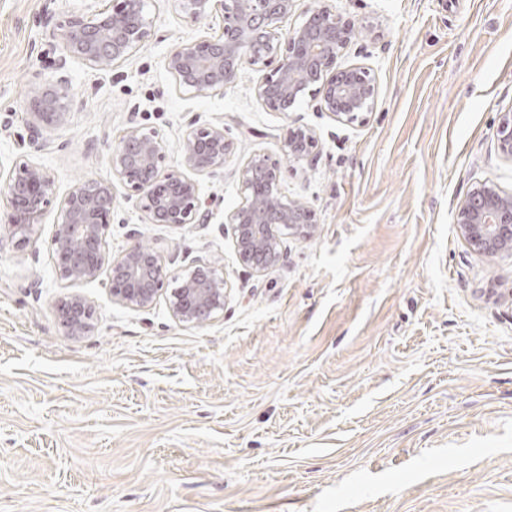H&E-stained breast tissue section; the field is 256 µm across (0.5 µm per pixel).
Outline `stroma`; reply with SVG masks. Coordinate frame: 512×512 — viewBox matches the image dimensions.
Instances as JSON below:
<instances>
[{
	"label": "stroma",
	"instance_id": "35a3bbf8",
	"mask_svg": "<svg viewBox=\"0 0 512 512\" xmlns=\"http://www.w3.org/2000/svg\"><path fill=\"white\" fill-rule=\"evenodd\" d=\"M328 5L358 30L342 66L376 78L362 123L309 97L267 109L247 64L224 92L175 91L166 56L223 22L174 0H147L154 36L111 69L66 61L75 104L33 155L59 193L111 180L130 127L159 132L173 161L190 120L223 124L235 151L201 180L211 222L145 223L120 188L108 254L138 240L177 270L220 259L228 296L193 327L165 302L132 310L106 282L81 284L95 327L68 335L56 212L19 247L0 194V512H512V257H478L454 224L476 183L512 193L495 138L512 110V0ZM83 8L0 0L1 170L29 136L32 87L65 54L53 30ZM295 124L317 147L281 188L317 229L258 277L219 226L242 164L282 160Z\"/></svg>",
	"mask_w": 512,
	"mask_h": 512
}]
</instances>
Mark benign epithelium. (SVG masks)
<instances>
[{
	"label": "benign epithelium",
	"mask_w": 512,
	"mask_h": 512,
	"mask_svg": "<svg viewBox=\"0 0 512 512\" xmlns=\"http://www.w3.org/2000/svg\"><path fill=\"white\" fill-rule=\"evenodd\" d=\"M106 9L91 4L60 24L58 36L66 57L60 74L32 88L28 103L29 148L37 151L42 126L61 123L76 93L66 73L67 58L91 70H107L139 50L153 35L145 0H110ZM184 17L201 21L221 15L216 36L181 43L165 59L178 92L203 96L235 84L243 64L263 72L256 96L274 112H288L305 96L320 109L352 123L369 112L377 86L363 66L340 67L344 51L357 36L355 23L323 5L306 13L300 26L282 31L294 0H177ZM500 154L512 160V112L500 118ZM316 142L308 127L288 132L283 144L285 164L259 153L239 169V204L224 216L222 230L231 236L239 261L263 276L283 257L287 235L309 237L316 229L314 211L282 194L280 183L292 165L305 160ZM233 143L221 124H190L175 165L166 163L163 138L156 131L130 128L114 146L110 162L116 182L81 181L59 195L54 177L24 152L3 181L9 204L10 237L26 245L52 205L57 217L52 236L58 279L66 285L106 277L112 301L133 310H150L166 297L172 316L201 325L224 313L227 282L212 263L197 261L174 272L152 248L138 241L110 258L106 242L112 226L114 184L125 190L148 224L210 223L200 178L224 169ZM454 223L472 252L483 258L512 256V195L492 180L474 185L460 205ZM177 287L171 289L169 284ZM59 319L74 336L94 326L95 309L83 295L71 292L57 303Z\"/></svg>",
	"instance_id": "1"
}]
</instances>
